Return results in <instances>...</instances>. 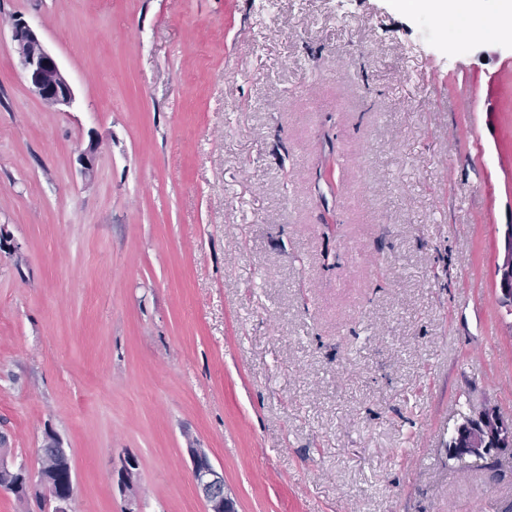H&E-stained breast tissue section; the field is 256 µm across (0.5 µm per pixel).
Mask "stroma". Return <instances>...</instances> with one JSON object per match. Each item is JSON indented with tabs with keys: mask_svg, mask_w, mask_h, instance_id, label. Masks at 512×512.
Here are the masks:
<instances>
[{
	"mask_svg": "<svg viewBox=\"0 0 512 512\" xmlns=\"http://www.w3.org/2000/svg\"><path fill=\"white\" fill-rule=\"evenodd\" d=\"M24 14L68 76L18 67ZM417 0H0V433L73 512H505L448 468L512 419V35ZM94 170L85 176L82 155ZM10 36L20 72L35 95L51 107H72L75 94L71 83L56 57L45 48L33 21L23 14L14 15ZM499 266L502 272L501 293L503 298L511 302V306H508L512 308V227L510 228V226L506 232L502 263ZM458 419L455 422L454 426L449 432L448 435V468L449 469H457L458 466L454 465V462H459V459L456 455L454 448L456 447V438L459 433L468 432L475 434L482 430L483 425H481L478 421L475 420L474 415H470V413L461 412L458 414ZM458 427V431H457ZM191 473L195 489L207 505L208 512H237L235 501L225 492L224 471L217 468L201 448L190 447Z\"/></svg>",
	"mask_w": 512,
	"mask_h": 512,
	"instance_id": "1",
	"label": "stroma"
}]
</instances>
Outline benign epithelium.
Segmentation results:
<instances>
[{"label":"benign epithelium","instance_id":"7a95c632","mask_svg":"<svg viewBox=\"0 0 512 512\" xmlns=\"http://www.w3.org/2000/svg\"><path fill=\"white\" fill-rule=\"evenodd\" d=\"M11 42L15 48L20 72L30 89L45 104L51 107H71L75 103L74 90L60 67L56 57L44 46L38 30L23 14L13 16L10 24ZM501 293L512 303V227L507 229L502 263L500 265ZM494 435L502 444L497 453L505 463L512 462V420L498 415L494 419ZM491 449L477 436L470 438L469 447L460 449L464 464H477L484 461ZM191 473L195 489L207 505V512H237L235 501L225 492L224 471L216 467L209 455L200 448H188ZM14 469H25V464L17 461L10 448H0V471L9 473ZM137 478V462L131 457L123 458L118 470V485L122 492L133 489Z\"/></svg>","mask_w":512,"mask_h":512}]
</instances>
